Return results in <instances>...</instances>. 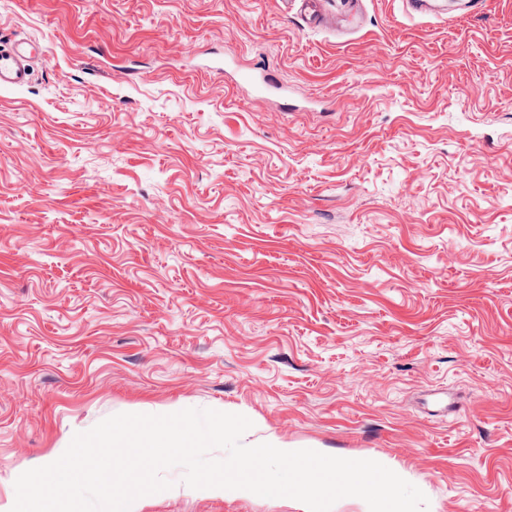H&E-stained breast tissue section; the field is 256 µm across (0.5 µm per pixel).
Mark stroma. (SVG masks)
Segmentation results:
<instances>
[{"label":"stroma","mask_w":512,"mask_h":512,"mask_svg":"<svg viewBox=\"0 0 512 512\" xmlns=\"http://www.w3.org/2000/svg\"><path fill=\"white\" fill-rule=\"evenodd\" d=\"M0 0V504L118 413L512 512V0ZM269 73L279 91L258 92ZM171 489L138 512H299ZM39 54L38 43L32 41H15L8 47L0 48V88L20 89L27 86Z\"/></svg>","instance_id":"1"}]
</instances>
